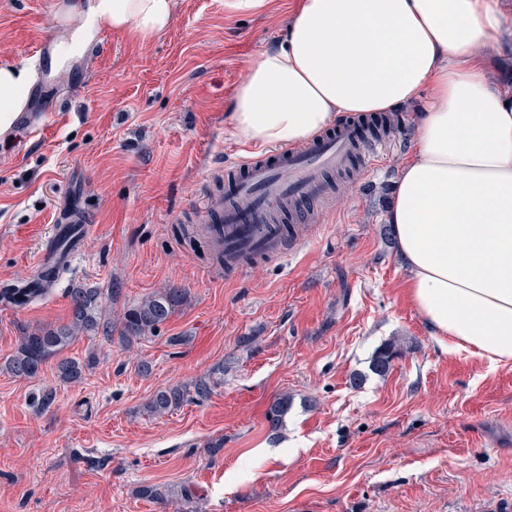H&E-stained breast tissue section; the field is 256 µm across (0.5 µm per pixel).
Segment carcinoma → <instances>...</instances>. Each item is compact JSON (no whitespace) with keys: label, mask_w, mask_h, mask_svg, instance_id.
Returning a JSON list of instances; mask_svg holds the SVG:
<instances>
[{"label":"carcinoma","mask_w":512,"mask_h":512,"mask_svg":"<svg viewBox=\"0 0 512 512\" xmlns=\"http://www.w3.org/2000/svg\"><path fill=\"white\" fill-rule=\"evenodd\" d=\"M121 292L118 283L111 284L106 290L71 289L69 323L24 330L4 369L16 377L33 378L44 364L54 360L60 381L78 383L93 368L96 357L92 351L82 360L64 355L76 338L94 339L101 334L111 343L116 341L123 347H131L155 336L171 316L187 305L190 298L185 288L164 287L141 298L114 321L107 313V307L119 299ZM393 358L392 348L382 349L373 360V370L379 374L386 373ZM214 387L215 382L210 375L201 376L189 384L170 385L155 391L144 403L142 412L148 417L160 418L188 402L208 399Z\"/></svg>","instance_id":"obj_1"}]
</instances>
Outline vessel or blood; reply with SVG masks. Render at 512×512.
<instances>
[{
  "label": "vessel or blood",
  "mask_w": 512,
  "mask_h": 512,
  "mask_svg": "<svg viewBox=\"0 0 512 512\" xmlns=\"http://www.w3.org/2000/svg\"><path fill=\"white\" fill-rule=\"evenodd\" d=\"M363 128V121L351 118L303 148H278L225 168L224 184L230 195L207 202L208 210L224 218L214 246L224 255L225 275L241 270L251 258L281 254L284 235L280 224L285 215L303 218L309 204L328 194L330 175L353 154H361L367 162L378 158L382 140L365 134ZM89 232V225H82L69 241L44 248L30 282L38 283L48 269L70 262L82 250Z\"/></svg>",
  "instance_id": "1"
}]
</instances>
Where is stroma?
I'll return each mask as SVG.
<instances>
[{"label": "stroma", "instance_id": "35a3bbf8", "mask_svg": "<svg viewBox=\"0 0 512 512\" xmlns=\"http://www.w3.org/2000/svg\"><path fill=\"white\" fill-rule=\"evenodd\" d=\"M71 2L0 0V55L54 50L80 23L62 18ZM234 2L175 0L150 42L105 26L81 55H50L26 108L43 131L0 136V288L27 278L66 209L94 227L48 295L0 306V512H177L188 495L198 512H512V364L448 352L386 233L414 107L396 111L365 179L335 176L306 247L228 279L181 236L205 221L212 173L251 157L228 129L235 90L300 0ZM115 282L118 314L170 284L190 302L128 351L77 339L67 356L97 355L79 383L51 362L33 378L2 370L23 330L68 323L70 289ZM218 367L207 400L141 414L156 390ZM145 484L161 499L138 496Z\"/></svg>", "mask_w": 512, "mask_h": 512}]
</instances>
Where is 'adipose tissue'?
<instances>
[{"label": "adipose tissue", "mask_w": 512, "mask_h": 512, "mask_svg": "<svg viewBox=\"0 0 512 512\" xmlns=\"http://www.w3.org/2000/svg\"><path fill=\"white\" fill-rule=\"evenodd\" d=\"M175 0H92L93 20L144 43ZM512 38L499 0H301L238 85L231 135L258 150L304 143L342 114L425 97L387 221L416 310L448 350L512 363V104L486 49ZM28 70L0 67V134L26 105Z\"/></svg>", "instance_id": "obj_1"}]
</instances>
